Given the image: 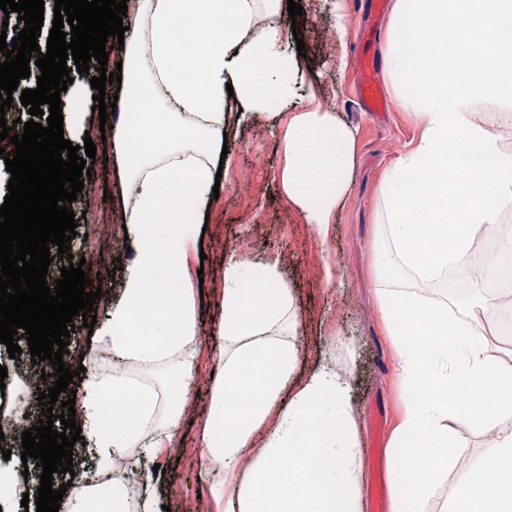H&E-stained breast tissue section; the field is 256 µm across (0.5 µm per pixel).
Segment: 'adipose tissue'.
Segmentation results:
<instances>
[{
	"mask_svg": "<svg viewBox=\"0 0 512 512\" xmlns=\"http://www.w3.org/2000/svg\"><path fill=\"white\" fill-rule=\"evenodd\" d=\"M123 74L128 93L153 92L166 120L151 146L134 148L129 121L112 127L125 188L118 199L135 259L123 299H101L107 321L97 338L112 365L94 370L75 401L91 471L119 483L127 452L140 462L137 487L121 512H159L152 464L180 447L177 421L200 348L196 304L185 258L197 243L184 202L206 206L236 121L231 105L265 116L287 101L297 66L272 17L282 0H126ZM231 23H221L223 15ZM416 24V54L403 40ZM189 25L192 52L169 38ZM197 80L180 83L176 70ZM385 74L400 107L422 119L417 144L383 176L376 239L403 285L380 289L377 305L396 352L401 412L388 457L421 474L395 490L390 512H512V350L491 344L481 324L512 336V262L488 258L483 293L459 298L430 284L461 265L492 235L512 246V0H393ZM283 196L320 244L355 162L354 137L329 111L289 120L283 138ZM167 282H158L159 272ZM222 310L211 329L222 340L198 454L218 512H362L359 427L349 377L321 365L292 382L300 346L292 294L278 260L237 254L215 289ZM147 315L152 334L135 331ZM164 373L155 382L154 373ZM492 393L497 416L487 450L463 459L458 427L470 425ZM134 395V414L105 412L104 397ZM254 396L239 410L232 396Z\"/></svg>",
	"mask_w": 512,
	"mask_h": 512,
	"instance_id": "obj_1",
	"label": "adipose tissue"
}]
</instances>
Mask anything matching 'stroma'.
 <instances>
[{
    "instance_id": "35a3bbf8",
    "label": "stroma",
    "mask_w": 512,
    "mask_h": 512,
    "mask_svg": "<svg viewBox=\"0 0 512 512\" xmlns=\"http://www.w3.org/2000/svg\"><path fill=\"white\" fill-rule=\"evenodd\" d=\"M303 14L281 13L289 52L305 55L291 80L295 97L273 102L275 120L243 123L227 141L219 196L207 211L187 204L186 221L205 225L203 255H192L190 278H203L196 302L201 352L186 379L188 399L180 420V447L162 455L160 504L171 512H214L209 485L200 481L198 422L209 406L212 357L219 348L210 326L219 319L213 288L231 253L248 251L280 258L283 276L295 299L301 326V351L294 380L303 379L317 357L352 363L354 406L359 421L364 496L362 512H389L393 472L388 442L400 405L395 351L377 307L376 290L397 283L401 273L385 266L373 235L377 191L384 172L410 150L421 133L417 117L401 110L384 71L389 7L378 0H297ZM387 105L364 111L359 76L366 61ZM333 112L356 132L355 164L347 192L333 219V236L320 246L300 214L281 194L276 176L282 167L281 136L290 117L308 107ZM116 160H96L91 178L72 203L78 215L74 258H85L90 280H104L121 292V275L134 258L123 235L114 230L113 201L123 187ZM95 225L87 236V225Z\"/></svg>"
}]
</instances>
